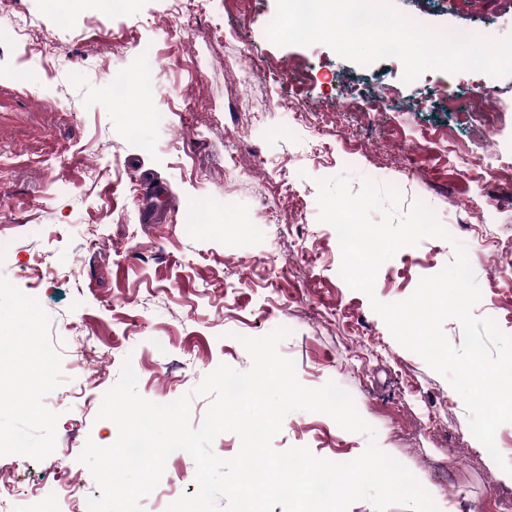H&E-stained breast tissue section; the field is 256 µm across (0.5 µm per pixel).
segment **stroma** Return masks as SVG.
Masks as SVG:
<instances>
[{"mask_svg": "<svg viewBox=\"0 0 512 512\" xmlns=\"http://www.w3.org/2000/svg\"><path fill=\"white\" fill-rule=\"evenodd\" d=\"M392 4L435 33L486 26L496 39L512 37V0ZM64 6L67 27L42 0H0V28L29 32L25 43L0 44V340L45 342L57 352L44 375L31 373L23 355L0 367V436L28 441L25 451L0 454V481L25 478L78 512L68 485L90 494L98 487L76 451L90 440L115 442L116 425L97 414L124 361L142 397L168 404L190 395L197 426L213 398L194 388L220 364L250 367L241 337L283 327L289 334L278 352L295 362L299 381L335 382L371 430L349 432L328 415L296 411L274 448L304 446L348 462L373 442L432 488L439 512H498L499 497L512 496V475L481 450L449 381L402 347L368 297L341 278L336 233L318 219L317 181L345 173L355 191L367 181L395 187L403 207L423 203L449 226L451 240L425 239L381 266L379 300L410 297L422 277L454 261L460 244L481 292L474 317L512 335V288L497 284L501 261L487 247L512 239V76L491 80L488 108L499 129L492 149L502 166L477 184L446 154L406 146L423 128L452 137L461 152L476 150L478 132L448 110L449 98L466 97L464 73L429 70L408 84L398 61L363 66L321 43L277 46L265 34L277 0H199L194 8L130 0L122 14L112 0ZM187 18L189 38H170ZM218 24L233 28L231 40L211 39ZM247 58L295 70L293 91L310 124L289 122L287 97L262 74L243 80L230 70ZM147 65L145 95H113L114 81ZM347 81L379 101L372 119L340 111ZM234 137L241 153L231 164ZM144 141L152 151L141 150ZM142 175L168 191L157 202L160 223L144 222L138 207ZM471 203L480 213L466 215ZM194 209L214 220L189 232L183 224ZM230 214L245 223H226ZM29 299L37 318L18 338ZM366 337L378 356H363ZM22 403L29 412L19 411ZM432 413L444 423L437 434L427 425ZM48 443L69 449L62 465L38 455ZM195 474L192 457L173 452L143 512H166L194 494Z\"/></svg>", "mask_w": 512, "mask_h": 512, "instance_id": "stroma-1", "label": "stroma"}]
</instances>
